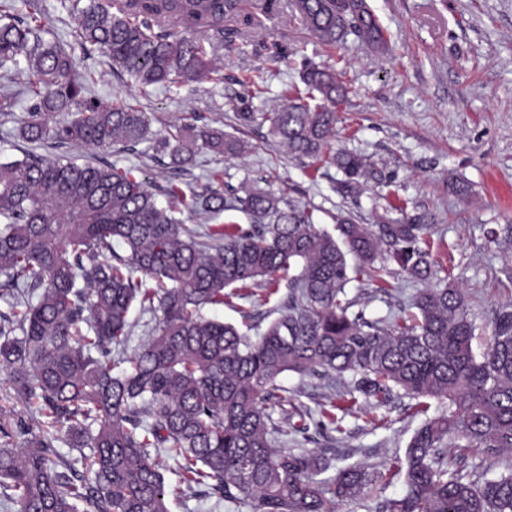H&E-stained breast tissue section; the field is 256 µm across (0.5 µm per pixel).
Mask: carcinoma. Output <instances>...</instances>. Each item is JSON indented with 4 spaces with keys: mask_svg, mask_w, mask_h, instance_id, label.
<instances>
[{
    "mask_svg": "<svg viewBox=\"0 0 512 512\" xmlns=\"http://www.w3.org/2000/svg\"><path fill=\"white\" fill-rule=\"evenodd\" d=\"M27 2V21L0 4V71L32 101L19 137L130 151L151 140L146 113L88 95L74 57L45 38L37 0ZM289 2L326 46L352 34L372 52L388 49L368 0ZM69 10L79 40L146 92L213 79L214 42L238 0H70ZM301 80L306 93L262 113L269 134L295 157L327 155L346 198L383 184L367 156L331 146L341 75L306 63ZM17 95L0 88L1 115H13ZM199 145L228 158L245 149L221 128L186 126L152 149L180 169ZM166 195L162 207L135 169L115 164L0 159V371L71 449L59 452L58 438L23 420L1 430L0 512H169V458L196 496L252 512H338L362 496L376 512H512V460L493 477L472 462L512 452V310L496 311L477 353L466 297L449 283L420 290L417 312L391 320L353 310L346 291L350 271L377 277L390 262L414 280L436 278L422 247L434 214L402 207L376 224L339 215L330 231L313 211L251 185L188 202L172 183ZM179 204L207 221L238 210L252 222L190 227ZM278 277L288 293L256 338L204 314L264 278L273 295ZM136 304L155 323L131 350ZM285 372L342 384L364 398L363 412L407 398L425 420L387 472L356 464L323 478L326 458L288 447L282 423L299 417L292 430L307 442L344 429L324 407L316 419L293 404L296 393L278 384ZM432 400L445 408L430 417ZM399 473L404 494L382 496Z\"/></svg>",
    "mask_w": 512,
    "mask_h": 512,
    "instance_id": "carcinoma-1",
    "label": "carcinoma"
}]
</instances>
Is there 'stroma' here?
<instances>
[{
  "label": "stroma",
  "mask_w": 512,
  "mask_h": 512,
  "mask_svg": "<svg viewBox=\"0 0 512 512\" xmlns=\"http://www.w3.org/2000/svg\"><path fill=\"white\" fill-rule=\"evenodd\" d=\"M39 3L55 37L76 57L91 95L105 102L122 98L147 112L154 136L167 135L173 124L241 133L246 149L240 156L227 159L201 149L177 173L168 156L144 143L132 151L68 147L81 163L137 168L162 204L169 181L189 194L211 184L218 172L223 191L257 183L313 210L317 222L329 227L345 212L359 223H374L372 199L381 191L376 185L360 199L342 197L334 166L293 158L267 126L238 127L239 113L271 111L286 91L300 86L303 63L342 72L349 93L336 107L333 146L371 158L390 182L381 191L384 206L435 213L428 249L441 275L465 292L478 324L473 348L483 350L495 311L512 305V281L502 272L512 267V249L486 238L488 228L512 224V0H369L389 38L384 54L370 52L352 35L341 46H324L287 0L270 11L262 10L260 0H240L238 15L224 23L231 38L216 49V80L159 86L145 94L112 69L99 47L80 43L68 0ZM455 179L471 184L469 197L450 190ZM418 289L396 268L381 280L358 275L347 286L349 297L366 301L370 318L409 307ZM279 300L258 285L248 298L206 314L254 337L276 318ZM279 382L298 393L302 406L334 404L344 429L325 452L334 470L363 462L390 465L403 456L421 422L406 398L383 408L388 423L378 427L352 407L342 387L294 373Z\"/></svg>",
  "instance_id": "1"
}]
</instances>
